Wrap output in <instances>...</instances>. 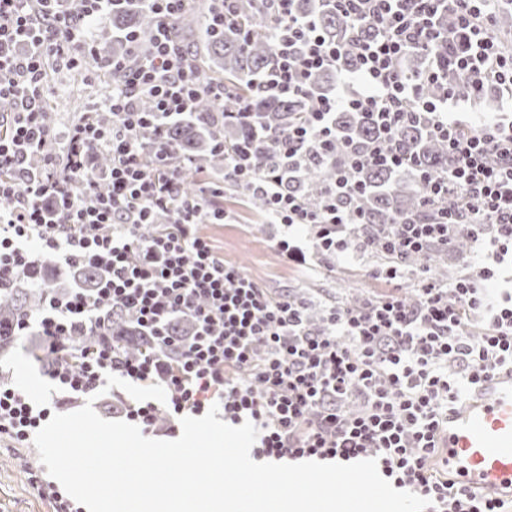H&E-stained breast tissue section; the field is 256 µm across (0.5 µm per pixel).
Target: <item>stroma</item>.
Returning a JSON list of instances; mask_svg holds the SVG:
<instances>
[{
    "instance_id": "1",
    "label": "stroma",
    "mask_w": 512,
    "mask_h": 512,
    "mask_svg": "<svg viewBox=\"0 0 512 512\" xmlns=\"http://www.w3.org/2000/svg\"><path fill=\"white\" fill-rule=\"evenodd\" d=\"M224 206L234 212L231 224H207L203 230L215 250L225 259L267 287L293 288L323 301L362 295L377 283L366 275V266L356 270L331 268L306 275L285 264L272 241L274 228L265 217L256 215L239 196L225 194ZM30 340H19L8 353H0V370L8 373L34 404L40 405L51 397L52 388L41 373L38 362L31 356ZM36 448H13L0 444V512H55L54 495H38L30 482L31 473H46Z\"/></svg>"
}]
</instances>
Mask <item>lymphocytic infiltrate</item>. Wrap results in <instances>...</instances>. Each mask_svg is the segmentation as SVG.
<instances>
[{
  "instance_id": "1",
  "label": "lymphocytic infiltrate",
  "mask_w": 512,
  "mask_h": 512,
  "mask_svg": "<svg viewBox=\"0 0 512 512\" xmlns=\"http://www.w3.org/2000/svg\"><path fill=\"white\" fill-rule=\"evenodd\" d=\"M56 2L0 0V101L15 104L0 113V278L30 275L35 246L55 263L103 272L90 290H47L41 308L14 324V336H41L44 375L72 399L103 388L110 373L163 386L165 403L122 405L146 436L160 416L173 423L217 403L225 422L258 428L256 460L369 456L395 488L428 498L425 512H507L506 502L449 481L438 465L449 411L472 400L485 378L512 369V295L486 287L512 257V115L471 121L454 108L491 85L512 106V55L494 37L504 0H328L350 22L343 43L324 38L296 0H258L273 52L258 85L293 97L307 92L312 73L329 70L335 88L298 117L262 170L252 146L265 131L240 100L224 120L249 127V136L217 142L224 172L191 195L182 177L192 162L166 132L201 93L223 101L224 85L201 88L170 31L190 0H149L157 21L150 52L109 65L121 78L103 96L111 125L89 115L62 135L45 118V63L99 68L88 22L106 15L111 0H87L80 20L57 12ZM446 14L452 22L444 27ZM413 54L422 60L416 74L403 68ZM344 111L374 123L378 135L364 151L338 148ZM408 123L446 144V171H420L396 139ZM146 127L156 133L150 146L140 140ZM101 148L112 155L103 185L92 175ZM310 162L333 168L313 203L291 188ZM371 166L417 177L431 219L367 223L356 199ZM230 180L264 200L286 262L309 270L316 258L350 264L376 251L382 259L369 274L389 291L357 305L323 304L312 324L307 296L252 279L199 233V225L228 219ZM463 224L471 243L454 275L439 280L410 265L415 255L447 251ZM406 279L411 294L397 293ZM111 313L133 318L151 347L127 354L109 334ZM179 318L194 322L191 340L173 334ZM50 413L0 376L1 439L28 443Z\"/></svg>"
}]
</instances>
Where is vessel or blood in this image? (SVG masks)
I'll list each match as a JSON object with an SVG mask.
<instances>
[{"mask_svg":"<svg viewBox=\"0 0 512 512\" xmlns=\"http://www.w3.org/2000/svg\"><path fill=\"white\" fill-rule=\"evenodd\" d=\"M443 446L449 478L512 498V371L486 378L472 401L449 411Z\"/></svg>","mask_w":512,"mask_h":512,"instance_id":"b4317fda","label":"vessel or blood"}]
</instances>
